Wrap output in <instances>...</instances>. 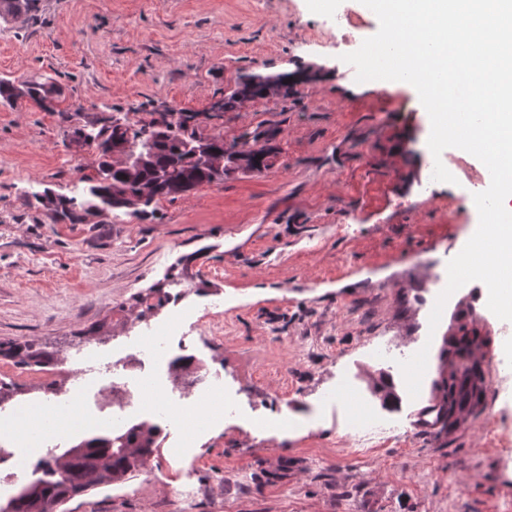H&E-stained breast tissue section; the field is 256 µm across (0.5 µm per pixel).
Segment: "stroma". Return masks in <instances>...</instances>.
Returning a JSON list of instances; mask_svg holds the SVG:
<instances>
[{
    "label": "stroma",
    "instance_id": "35a3bbf8",
    "mask_svg": "<svg viewBox=\"0 0 512 512\" xmlns=\"http://www.w3.org/2000/svg\"><path fill=\"white\" fill-rule=\"evenodd\" d=\"M350 9L359 39L379 21L361 0H40L36 19L0 20V78L40 75L64 89L60 111L0 105V342L54 352L52 376L81 370L83 420L60 447L104 429L113 349L146 324L179 319L169 355L222 367L201 407L191 453L167 403L144 415L166 438L155 481L78 497L70 512H512V346L502 320L457 290L431 342L420 401L465 361L447 340L474 335L476 405L452 426L413 423L410 397L380 407L389 428L348 447L338 390L370 397L367 373L398 375L412 356L429 290L479 222L473 196L489 182L468 152L442 158L435 182L429 116L413 86L356 82L352 52L327 19ZM303 71L288 97L233 112L212 106L244 74ZM198 113L226 153L271 147L266 169H233L148 216L114 210L87 224L53 223L25 194L67 193L93 175L95 150L69 139L81 121ZM217 336L196 329L212 306Z\"/></svg>",
    "mask_w": 512,
    "mask_h": 512
}]
</instances>
